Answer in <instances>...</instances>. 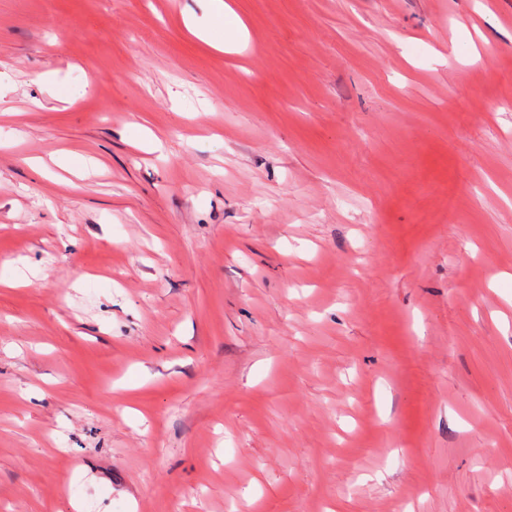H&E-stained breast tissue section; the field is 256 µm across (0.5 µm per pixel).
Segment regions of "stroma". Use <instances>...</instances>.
<instances>
[{"label":"stroma","instance_id":"35a3bbf8","mask_svg":"<svg viewBox=\"0 0 512 512\" xmlns=\"http://www.w3.org/2000/svg\"><path fill=\"white\" fill-rule=\"evenodd\" d=\"M224 2L0 0V512H512V0Z\"/></svg>","mask_w":512,"mask_h":512}]
</instances>
